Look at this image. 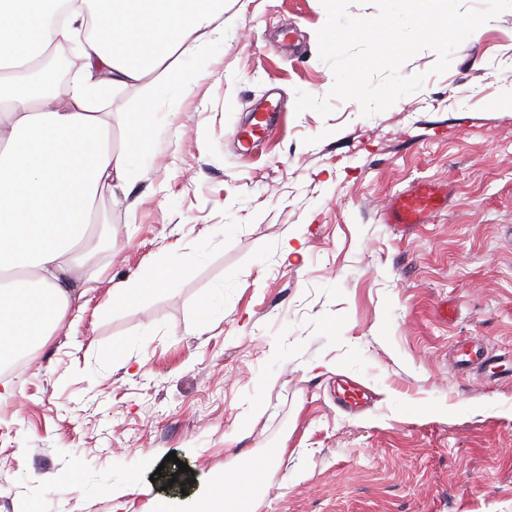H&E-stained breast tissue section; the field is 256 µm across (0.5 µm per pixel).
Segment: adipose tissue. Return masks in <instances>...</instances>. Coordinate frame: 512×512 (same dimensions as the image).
Instances as JSON below:
<instances>
[{"mask_svg": "<svg viewBox=\"0 0 512 512\" xmlns=\"http://www.w3.org/2000/svg\"><path fill=\"white\" fill-rule=\"evenodd\" d=\"M224 38V0H0V69L54 43L73 45L69 81L50 69L21 85L0 77V366L42 347L95 275L76 259L102 194L128 201L152 163L156 104L190 87L182 57ZM145 91L127 115L128 147L112 149L102 107L117 89ZM157 264L112 291L104 317L127 313L173 284ZM268 450L254 466L211 480L188 512H255Z\"/></svg>", "mask_w": 512, "mask_h": 512, "instance_id": "1", "label": "adipose tissue"}]
</instances>
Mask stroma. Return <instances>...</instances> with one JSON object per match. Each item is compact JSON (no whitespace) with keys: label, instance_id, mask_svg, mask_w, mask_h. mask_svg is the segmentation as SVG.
<instances>
[{"label":"stroma","instance_id":"35a3bbf8","mask_svg":"<svg viewBox=\"0 0 512 512\" xmlns=\"http://www.w3.org/2000/svg\"><path fill=\"white\" fill-rule=\"evenodd\" d=\"M325 21L321 0H225L223 42L186 58L192 89L158 103L146 194L96 203L87 250L103 271L82 309L0 371L16 384L0 401L10 512H141L168 454L190 493L270 448L284 454L256 512H512V382L453 356L464 339L512 349V10L442 74L418 52L401 73L421 88L369 117L329 96ZM300 90L330 114L296 112ZM273 95L279 127L243 154L236 128ZM141 99L107 102L113 148ZM424 179L446 195L429 223H385ZM288 237L302 251L284 261ZM162 261L175 284L100 317ZM206 299L224 314L197 335ZM342 378L367 409L337 407Z\"/></svg>","mask_w":512,"mask_h":512}]
</instances>
